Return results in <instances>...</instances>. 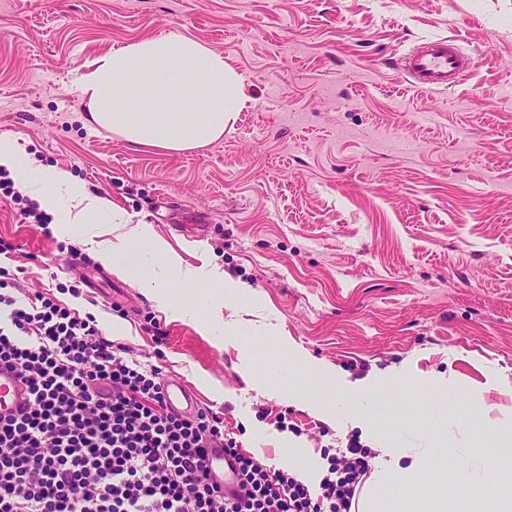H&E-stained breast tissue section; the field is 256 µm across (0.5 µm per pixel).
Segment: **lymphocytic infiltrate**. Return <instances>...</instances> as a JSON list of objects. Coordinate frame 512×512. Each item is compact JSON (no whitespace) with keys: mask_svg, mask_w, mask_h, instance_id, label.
Returning a JSON list of instances; mask_svg holds the SVG:
<instances>
[{"mask_svg":"<svg viewBox=\"0 0 512 512\" xmlns=\"http://www.w3.org/2000/svg\"><path fill=\"white\" fill-rule=\"evenodd\" d=\"M55 299L18 300L0 279V367L17 370L27 411L0 420V512H352L370 469L349 442L312 497L307 486L237 454L213 413L174 415L157 369ZM220 444L240 473L230 496L206 478Z\"/></svg>","mask_w":512,"mask_h":512,"instance_id":"lymphocytic-infiltrate-1","label":"lymphocytic infiltrate"}]
</instances>
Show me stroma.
Instances as JSON below:
<instances>
[{"mask_svg": "<svg viewBox=\"0 0 512 512\" xmlns=\"http://www.w3.org/2000/svg\"><path fill=\"white\" fill-rule=\"evenodd\" d=\"M169 32L223 52L249 97L220 140L177 154L90 123L75 84L113 46ZM434 37L475 67L428 92L397 63ZM1 139L129 219L48 238L0 190V268L19 299L94 316L190 387L240 453L278 470L296 448V468L324 475L360 409L402 447L461 449L474 474L392 487L400 512L438 493L475 512L500 484L480 456L487 429L512 422V0H0ZM132 224L177 269L100 260L91 242ZM217 265L234 294L208 279Z\"/></svg>", "mask_w": 512, "mask_h": 512, "instance_id": "35a3bbf8", "label": "stroma"}]
</instances>
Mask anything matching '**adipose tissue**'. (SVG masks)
Returning <instances> with one entry per match:
<instances>
[{
    "label": "adipose tissue",
    "mask_w": 512,
    "mask_h": 512,
    "mask_svg": "<svg viewBox=\"0 0 512 512\" xmlns=\"http://www.w3.org/2000/svg\"><path fill=\"white\" fill-rule=\"evenodd\" d=\"M77 87L87 98L90 121L121 136L135 148L182 153L221 139L246 101L240 77L224 55L205 42L169 33L127 43L77 68ZM12 172L61 224H94L112 211L108 199L89 193L65 172L36 165L22 151L0 142V168ZM123 252L145 257L148 266L174 264L145 225L132 227L99 257L111 261ZM378 512H397L389 494L410 484L430 458L386 444ZM481 464L506 477L487 512H512V427L494 429Z\"/></svg>",
    "instance_id": "1"
}]
</instances>
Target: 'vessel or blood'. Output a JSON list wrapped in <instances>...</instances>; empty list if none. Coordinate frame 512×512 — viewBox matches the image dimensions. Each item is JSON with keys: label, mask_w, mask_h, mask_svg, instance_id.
I'll use <instances>...</instances> for the list:
<instances>
[{"label": "vessel or blood", "mask_w": 512, "mask_h": 512, "mask_svg": "<svg viewBox=\"0 0 512 512\" xmlns=\"http://www.w3.org/2000/svg\"><path fill=\"white\" fill-rule=\"evenodd\" d=\"M470 67V58L455 41L435 38L422 43L402 60V69L412 84L428 90H445L456 85ZM29 401L25 384L17 371L0 368V416H18ZM167 403L177 413L189 412L195 406L194 394L179 381L170 383ZM206 465L210 480L231 488L233 474L224 459L223 449L207 451Z\"/></svg>", "instance_id": "1"}]
</instances>
